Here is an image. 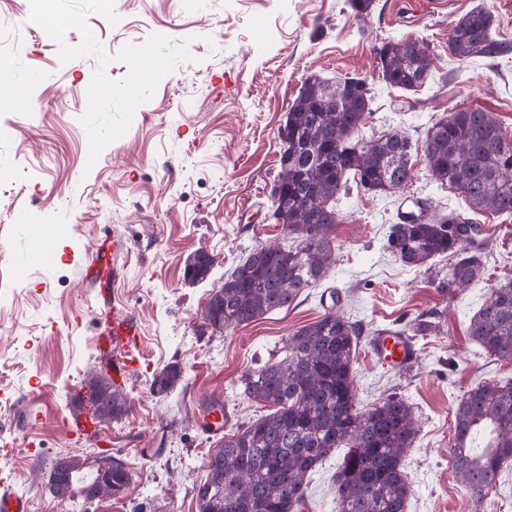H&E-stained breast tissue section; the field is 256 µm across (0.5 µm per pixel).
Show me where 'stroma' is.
<instances>
[{
  "label": "stroma",
  "instance_id": "1",
  "mask_svg": "<svg viewBox=\"0 0 512 512\" xmlns=\"http://www.w3.org/2000/svg\"><path fill=\"white\" fill-rule=\"evenodd\" d=\"M474 8L488 10L494 37L512 44V0H374L364 19L348 0H0V80L25 97L20 107L0 99V481L29 500L30 512H197L208 458L225 434L264 412L233 383L331 307L328 287L365 329L353 364L360 405L395 393L414 408L407 512H512V468L469 508L448 462L456 397L484 381L512 380V361L489 356L467 333L492 287L512 276V216L475 213L496 232L483 280L458 296L437 286L450 257L409 268L383 248L400 203L468 207L426 169L422 143L432 122L479 108L494 113L512 142V53L464 62L448 54L452 21ZM54 17L65 21L56 39L48 35ZM421 38L434 51L429 79L415 90L387 88L377 47ZM137 67L147 78L135 85ZM313 74L373 83L359 135L408 133L413 179L388 195L354 185L339 195L336 261L324 286L250 324L205 330V304L225 273L284 238L268 217L278 131ZM31 210L55 227L45 260L33 259L34 241L19 222ZM100 239L121 245L112 306L85 263L69 258L90 254ZM200 248L217 264L192 285L185 260ZM20 258L28 265L18 278ZM116 308L142 329L140 367L123 384L129 411L77 440L68 424L87 381L111 370L121 352L107 334ZM432 312L437 326L414 337L411 369L373 353L372 331L402 330ZM176 362L182 383L152 394L154 374ZM216 403L229 417L219 435L203 426ZM105 452L130 465L122 496L52 495L58 454L92 460ZM344 455L337 449L309 476L303 512H336L333 479Z\"/></svg>",
  "mask_w": 512,
  "mask_h": 512
}]
</instances>
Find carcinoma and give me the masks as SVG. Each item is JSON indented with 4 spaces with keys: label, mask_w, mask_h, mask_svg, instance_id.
Segmentation results:
<instances>
[{
    "label": "carcinoma",
    "mask_w": 512,
    "mask_h": 512,
    "mask_svg": "<svg viewBox=\"0 0 512 512\" xmlns=\"http://www.w3.org/2000/svg\"><path fill=\"white\" fill-rule=\"evenodd\" d=\"M493 37L491 14L473 9L451 27L448 54L459 61L511 50ZM433 50L424 39L388 41L377 48L386 86L416 89L428 79ZM374 97L367 79L306 78L288 112V146L279 159L290 244L252 250L210 294L206 310L227 330L289 307L306 288L320 285L334 262L330 237L338 224L330 200L348 179L388 193L411 180L412 141L404 131L385 132L367 143L353 140ZM424 154L434 181L463 193L473 208L512 214V143L491 112H453L426 130ZM418 214H400L384 248L403 265L421 268L451 255L439 286L463 293L483 278L485 226L466 213L438 212L428 198ZM363 325L333 309L282 340L279 356L241 377L246 398L273 408L224 436L209 459L197 496L198 512H301L309 474L336 449L348 452L337 468L336 512H406L410 484L403 462L417 430L411 404L390 394L359 409L353 362ZM468 334L489 355L512 361V277L491 289L471 318ZM183 380L177 364L153 376L152 393ZM89 399L103 401L110 422L128 412L123 388L104 371L88 382ZM453 473L475 503L512 466V380L479 383L463 392L454 411L450 445ZM50 472L56 497L84 496L92 471L74 457L58 456ZM131 473L112 457V486H127Z\"/></svg>",
    "instance_id": "carcinoma-1"
}]
</instances>
